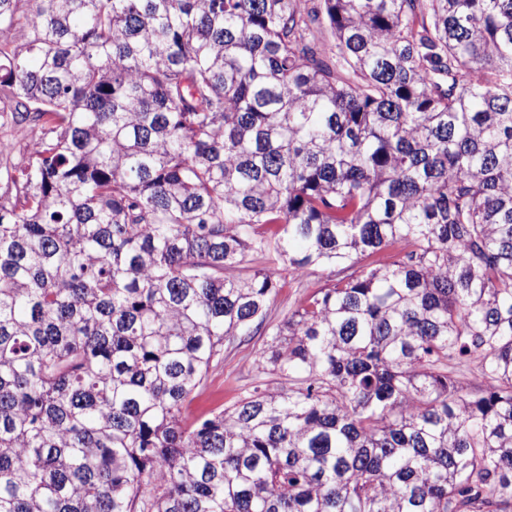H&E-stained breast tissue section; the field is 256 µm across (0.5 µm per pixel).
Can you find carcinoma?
<instances>
[{"instance_id": "carcinoma-1", "label": "carcinoma", "mask_w": 512, "mask_h": 512, "mask_svg": "<svg viewBox=\"0 0 512 512\" xmlns=\"http://www.w3.org/2000/svg\"><path fill=\"white\" fill-rule=\"evenodd\" d=\"M3 197L0 512H512V0H0ZM324 274L319 268L311 269L299 277H291L288 272H283L281 285L277 294L268 306V316L271 320L278 322L288 316L300 298L306 293H312L323 284ZM265 336L242 338L224 346V360L210 369L201 388L195 393L186 414L193 418L207 414L217 407L227 408L242 394L252 377V362L256 351L265 342Z\"/></svg>"}]
</instances>
